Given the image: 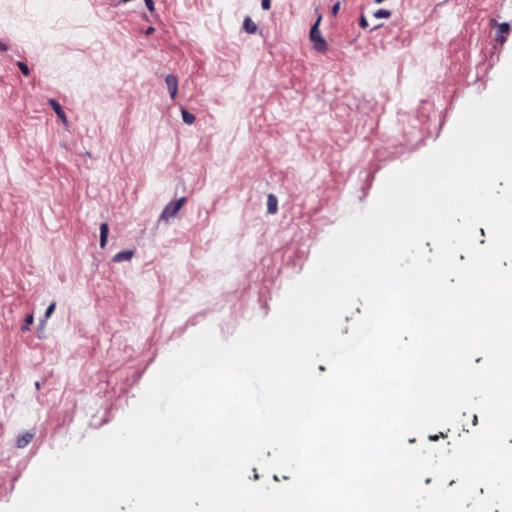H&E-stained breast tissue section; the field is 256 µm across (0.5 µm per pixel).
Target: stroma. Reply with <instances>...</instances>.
I'll use <instances>...</instances> for the list:
<instances>
[{"label": "stroma", "instance_id": "obj_1", "mask_svg": "<svg viewBox=\"0 0 512 512\" xmlns=\"http://www.w3.org/2000/svg\"><path fill=\"white\" fill-rule=\"evenodd\" d=\"M511 60L512 0H0V512L270 320Z\"/></svg>", "mask_w": 512, "mask_h": 512}]
</instances>
